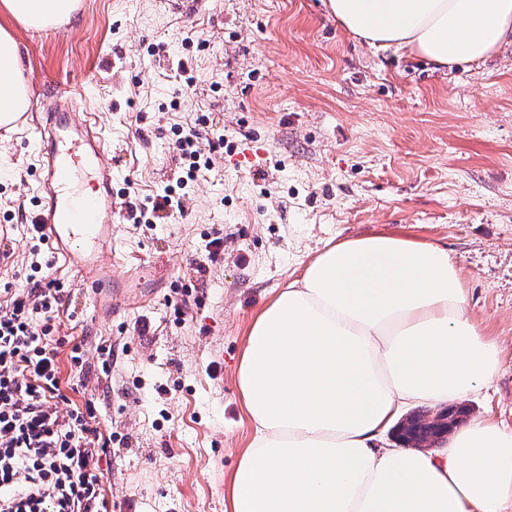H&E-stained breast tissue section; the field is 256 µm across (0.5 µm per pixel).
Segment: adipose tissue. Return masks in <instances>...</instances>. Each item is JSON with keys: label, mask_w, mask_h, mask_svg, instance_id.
<instances>
[{"label": "adipose tissue", "mask_w": 512, "mask_h": 512, "mask_svg": "<svg viewBox=\"0 0 512 512\" xmlns=\"http://www.w3.org/2000/svg\"><path fill=\"white\" fill-rule=\"evenodd\" d=\"M79 0H0V18L44 29ZM350 34L438 67L512 41V0H328ZM0 118L29 109L18 42L0 25ZM446 248L399 234L326 245L253 319L236 380L254 435L226 483L229 512H507L512 431L475 419L442 446L382 437L409 404L462 400L499 346L465 314Z\"/></svg>", "instance_id": "obj_1"}]
</instances>
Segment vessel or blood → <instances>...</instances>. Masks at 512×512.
Wrapping results in <instances>:
<instances>
[{
	"instance_id": "vessel-or-blood-1",
	"label": "vessel or blood",
	"mask_w": 512,
	"mask_h": 512,
	"mask_svg": "<svg viewBox=\"0 0 512 512\" xmlns=\"http://www.w3.org/2000/svg\"><path fill=\"white\" fill-rule=\"evenodd\" d=\"M42 121L28 125L38 143V195L43 202L33 221L40 236L61 255L68 273L93 304H101L100 274L115 258L112 217L117 204L112 197V167L105 160V140L90 121H72L77 98L69 87L55 90ZM88 174L95 194L70 190L76 171Z\"/></svg>"
}]
</instances>
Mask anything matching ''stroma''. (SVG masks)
Listing matches in <instances>:
<instances>
[{"instance_id":"35a3bbf8","label":"stroma","mask_w":512,"mask_h":512,"mask_svg":"<svg viewBox=\"0 0 512 512\" xmlns=\"http://www.w3.org/2000/svg\"><path fill=\"white\" fill-rule=\"evenodd\" d=\"M7 27L32 98L68 85L97 114L124 203L115 242L169 270L129 283L142 307L106 319L75 287L56 320L55 405L94 401L112 437L100 463L112 512H224L253 434L236 382L249 326L347 236L447 247L467 316L502 347L465 404L512 429V42L438 69L354 38L326 0H82L67 26ZM188 132L209 164L183 186ZM34 153L24 130L0 136V311L40 280L34 263L70 280L30 238ZM167 191L179 210L142 213Z\"/></svg>"}]
</instances>
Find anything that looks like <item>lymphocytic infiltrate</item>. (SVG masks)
Returning <instances> with one entry per match:
<instances>
[{"instance_id":"f902f5d3","label":"lymphocytic infiltrate","mask_w":512,"mask_h":512,"mask_svg":"<svg viewBox=\"0 0 512 512\" xmlns=\"http://www.w3.org/2000/svg\"><path fill=\"white\" fill-rule=\"evenodd\" d=\"M65 288L11 296L0 313V512H110L100 463L112 442L86 402L67 414L54 347Z\"/></svg>"}]
</instances>
